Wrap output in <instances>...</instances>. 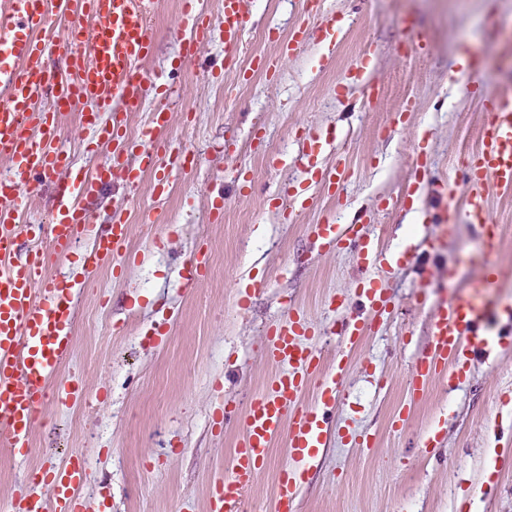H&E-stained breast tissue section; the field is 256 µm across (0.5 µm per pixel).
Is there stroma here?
Masks as SVG:
<instances>
[{"label":"stroma","mask_w":512,"mask_h":512,"mask_svg":"<svg viewBox=\"0 0 512 512\" xmlns=\"http://www.w3.org/2000/svg\"><path fill=\"white\" fill-rule=\"evenodd\" d=\"M245 8L243 78L222 72L218 36L185 59L181 0H162L151 21L146 67L177 89L158 138L181 141L199 163L161 201L148 177L133 200L122 183L102 187L90 221L104 225L124 210L132 259L121 270L88 266L87 239L48 256L49 282L71 291L72 354L58 375L81 397L68 406L47 398L30 452H0V505L29 472L76 456L87 474L84 512H207L239 438L232 422L212 431V417L224 402L245 406L273 374L263 355L268 327L303 310L315 332L309 344L329 370L342 347L336 327L370 319L355 294L364 273L352 243L328 252L313 237L312 225L327 219L365 226L400 261L374 276L395 307L344 361L326 445L300 471L297 512H512V343L475 356L456 385L437 380L414 399L406 383L438 304L482 275L481 240L464 213L442 222L449 196L467 191L461 161L485 122L459 58L482 54L489 86L512 85L495 57L512 34V0H245ZM306 17L317 29L339 23L335 44L313 37L285 53ZM362 59L369 75L359 84L349 74ZM326 131L334 139L318 167L335 172L333 194L296 163ZM59 143L70 164L26 193L29 223L48 222L54 182L94 173L112 150L75 112L65 114ZM298 187L306 202L290 196ZM202 243L209 270L190 288L185 263ZM410 248L414 258H404ZM158 330L164 343L154 341ZM492 418L503 440L489 434ZM355 434L372 448L352 442ZM286 463L276 440L246 512H269Z\"/></svg>","instance_id":"stroma-1"}]
</instances>
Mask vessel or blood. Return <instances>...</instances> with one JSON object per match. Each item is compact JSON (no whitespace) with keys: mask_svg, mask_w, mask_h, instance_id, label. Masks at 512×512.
<instances>
[{"mask_svg":"<svg viewBox=\"0 0 512 512\" xmlns=\"http://www.w3.org/2000/svg\"><path fill=\"white\" fill-rule=\"evenodd\" d=\"M158 0H0V154L11 161L0 179V446L14 454L31 448V428L47 395L65 404L80 393L58 379L71 356L70 291L52 286L46 255L63 254L77 239L94 241L92 265H119L129 257V226L123 212H113L106 231L90 224L85 199L105 180L119 176L136 194L144 172H154L153 193L165 198L171 178L184 168L183 150L157 143L154 132L169 124L168 105L149 114L138 154H131L126 129L156 90L155 76L143 63L153 48L150 20ZM182 14L191 36L185 54L195 57L213 33L224 39V58L235 67L249 20L242 0H223L218 19L208 17L200 0H183ZM66 21L56 30L55 21ZM93 33L85 35L83 21ZM485 124L476 148L463 161L469 191L463 205L469 224L485 246V269L478 285L438 306L425 357L407 375L410 390L424 394L433 378L460 381L469 361L490 345L491 336L512 335V308H499L494 296L512 281V268L498 252V226L483 192L493 184L512 194V87L480 84ZM80 112L84 127L100 130L112 144L109 160L94 175H74L54 187L55 210L48 225L23 218L26 192L66 164L56 139L60 117ZM46 237L49 250L30 247L17 255L23 234ZM325 250L338 249L343 236L332 221L314 225ZM355 247L363 268L389 267L392 255L378 238L356 230ZM358 296L373 317L390 313L393 301L384 289L365 282ZM303 313L293 311L267 332L266 358L275 372L245 409L224 406L222 421L237 420L241 431L232 470L214 486L207 512H243L244 496L254 484L278 438H285L288 464L275 495L274 512H294L297 471L324 446L329 411L341 392L338 375H323L320 353L305 345L311 337ZM84 468L68 460L26 479L9 512H82L79 495ZM50 495H43L42 485Z\"/></svg>","mask_w":512,"mask_h":512,"instance_id":"1","label":"vessel or blood"}]
</instances>
